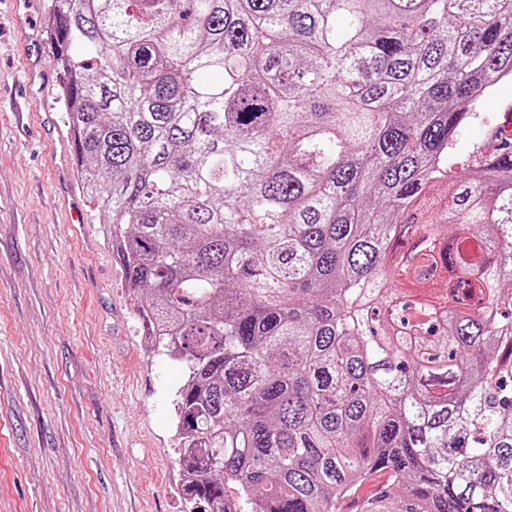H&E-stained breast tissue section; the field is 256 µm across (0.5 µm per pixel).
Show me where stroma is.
<instances>
[{
    "mask_svg": "<svg viewBox=\"0 0 512 512\" xmlns=\"http://www.w3.org/2000/svg\"><path fill=\"white\" fill-rule=\"evenodd\" d=\"M46 0L21 27L0 0V512H182L174 400L185 377L142 327L103 211H64L76 183L59 149L56 84L27 82L25 43L54 74ZM504 80L461 127L448 174L507 106Z\"/></svg>",
    "mask_w": 512,
    "mask_h": 512,
    "instance_id": "obj_1",
    "label": "stroma"
}]
</instances>
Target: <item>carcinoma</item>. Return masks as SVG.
I'll use <instances>...</instances> for the list:
<instances>
[{
	"label": "carcinoma",
	"mask_w": 512,
	"mask_h": 512,
	"mask_svg": "<svg viewBox=\"0 0 512 512\" xmlns=\"http://www.w3.org/2000/svg\"><path fill=\"white\" fill-rule=\"evenodd\" d=\"M85 193L183 363L190 512H512V0H47ZM448 188L442 223L427 218ZM395 259L400 288L389 283ZM512 81L510 79L500 82L493 91L481 102L479 106L462 107L466 112H476L477 119H468L461 127L456 138L453 150L448 154V175L459 177L465 174L462 169L463 160L478 146L485 138L486 129L495 125L503 113L505 127L508 131L509 143L512 141ZM511 112V113H510ZM388 482L385 472H374L354 487L351 494L340 502L339 512H360V508L368 498H373L376 489L382 490ZM379 491V492H380Z\"/></svg>",
	"instance_id": "1"
}]
</instances>
